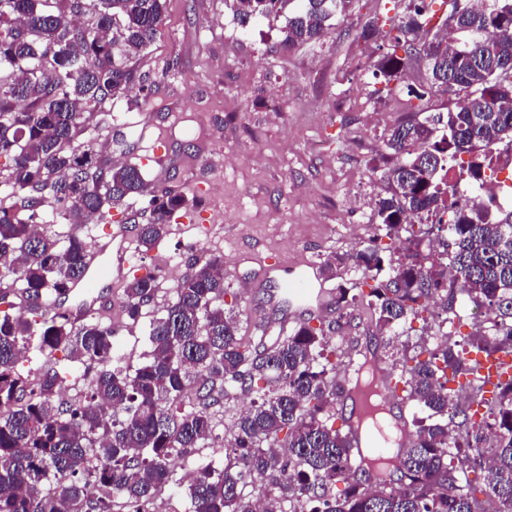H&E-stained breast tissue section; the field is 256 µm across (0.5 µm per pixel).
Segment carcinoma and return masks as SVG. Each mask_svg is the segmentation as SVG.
Returning <instances> with one entry per match:
<instances>
[{"instance_id":"cac0c4a2","label":"carcinoma","mask_w":512,"mask_h":512,"mask_svg":"<svg viewBox=\"0 0 512 512\" xmlns=\"http://www.w3.org/2000/svg\"><path fill=\"white\" fill-rule=\"evenodd\" d=\"M242 25L285 17L282 44L321 38L353 0H230ZM392 26L386 52L372 62L386 81L423 53L427 87L408 93L462 97L463 105L395 125L372 170L389 194L376 201L374 245L334 255L327 271L377 281L369 293L336 288V326L361 304L393 335L439 305L445 318L404 346L389 376L400 400L417 408L413 437L396 455L361 464L355 434L336 426L331 407L351 397L336 377L345 359L368 387V357L333 342L304 320L272 342L239 336L225 308L224 259L191 255L174 301L156 304L159 279L136 276L122 308L145 328L149 350L136 368L114 356L112 325L93 316L72 324L63 303L87 272L89 251L76 232L39 231L46 207L82 227L107 223L112 210L137 227L144 258L165 239L187 198L174 190L133 205L148 186L142 164L112 162L80 136L111 100L145 91L139 60L165 17L166 0H0V512H151L173 482L170 461L194 448L224 449L225 465L200 468L188 485V512H512V378L490 397L475 361L457 340L469 305L489 318L466 342L476 352L512 355V211L499 219L461 206L448 183L456 167L477 180L498 144L512 145V0L480 10L448 5L428 27L416 5ZM448 210L434 228L449 236L441 258L405 220ZM21 297L16 305L9 297ZM64 351L84 366L82 398L57 400L63 368L32 375L22 354ZM251 405L218 433L214 408L232 392Z\"/></svg>"}]
</instances>
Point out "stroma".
Wrapping results in <instances>:
<instances>
[{"mask_svg":"<svg viewBox=\"0 0 512 512\" xmlns=\"http://www.w3.org/2000/svg\"><path fill=\"white\" fill-rule=\"evenodd\" d=\"M403 0H354L316 43L282 45V19L240 26L225 0H167L161 32L140 68L151 91L112 101L98 140L116 133L138 142L149 188L173 189L195 205L148 252L142 268L158 275V303L173 301L190 255L224 258V280L253 307L239 315L243 336L266 322L336 320V288L348 276H326L325 261L369 242L376 201L387 182L367 165L387 130L430 107L446 112L444 95L423 102L389 93L369 63ZM380 33L364 41L366 22ZM177 265H168V257ZM310 264L324 293L303 306L282 288L280 263ZM123 280L104 287L94 314L117 330L115 353L136 365L143 326L121 306Z\"/></svg>","mask_w":512,"mask_h":512,"instance_id":"stroma-1","label":"stroma"}]
</instances>
